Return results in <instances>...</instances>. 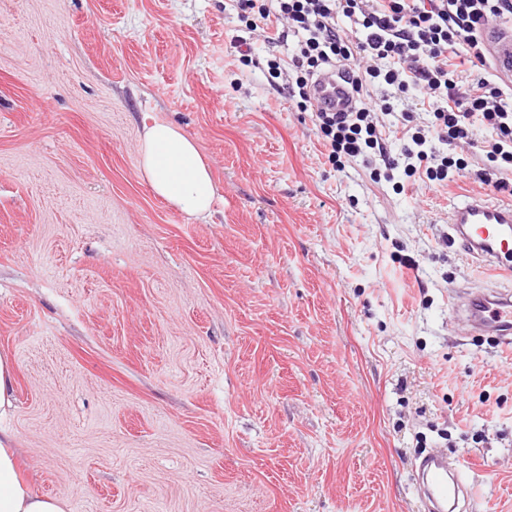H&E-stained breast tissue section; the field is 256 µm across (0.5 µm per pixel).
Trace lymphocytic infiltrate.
I'll return each instance as SVG.
<instances>
[{
	"label": "lymphocytic infiltrate",
	"mask_w": 512,
	"mask_h": 512,
	"mask_svg": "<svg viewBox=\"0 0 512 512\" xmlns=\"http://www.w3.org/2000/svg\"><path fill=\"white\" fill-rule=\"evenodd\" d=\"M253 22L287 23L297 39L286 86L298 111L309 113L337 170L357 161L372 164L374 178L444 186L468 167L461 154L473 128L491 137L480 150L485 184L501 190L512 173V87L490 72L482 33L491 23L512 27V0H236ZM347 19L357 34L339 24ZM340 68L356 104L348 112L315 108L309 89L327 68ZM417 98L427 113L415 122L403 113L398 156H390L386 132L375 116L392 111L374 88Z\"/></svg>",
	"instance_id": "1"
}]
</instances>
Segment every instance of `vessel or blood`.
I'll use <instances>...</instances> for the list:
<instances>
[{"instance_id":"b4317fda","label":"vessel or blood","mask_w":512,"mask_h":512,"mask_svg":"<svg viewBox=\"0 0 512 512\" xmlns=\"http://www.w3.org/2000/svg\"><path fill=\"white\" fill-rule=\"evenodd\" d=\"M487 56L496 76L512 85V28L490 25L483 34ZM316 107L342 111L349 99L333 73L317 77L311 88ZM452 227L470 255L494 273H512V202H493L482 196L456 205ZM457 315L474 335L493 336L512 344V291L470 290L452 297ZM459 467L440 455L427 456L419 465V479L428 490L432 512H456L468 491L459 478Z\"/></svg>"}]
</instances>
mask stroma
<instances>
[{"label":"stroma","mask_w":512,"mask_h":512,"mask_svg":"<svg viewBox=\"0 0 512 512\" xmlns=\"http://www.w3.org/2000/svg\"><path fill=\"white\" fill-rule=\"evenodd\" d=\"M294 45L235 0H0L5 424L69 512H422L436 448L469 512H512V346L450 304L512 279L448 225L512 191L477 152L402 194L336 171L269 82ZM156 121L196 140L209 217L141 178ZM15 362L7 354L0 355V414L12 404Z\"/></svg>","instance_id":"obj_1"}]
</instances>
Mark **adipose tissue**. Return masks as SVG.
<instances>
[{
	"instance_id": "ef3b65f1",
	"label": "adipose tissue",
	"mask_w": 512,
	"mask_h": 512,
	"mask_svg": "<svg viewBox=\"0 0 512 512\" xmlns=\"http://www.w3.org/2000/svg\"><path fill=\"white\" fill-rule=\"evenodd\" d=\"M140 173L154 194L179 211L206 217L215 185L197 144L178 124L145 127L140 141ZM14 437L0 430V512H68L65 501L36 494L18 473Z\"/></svg>"
}]
</instances>
